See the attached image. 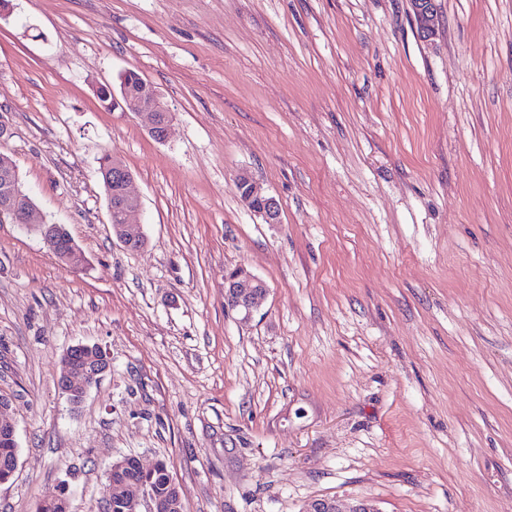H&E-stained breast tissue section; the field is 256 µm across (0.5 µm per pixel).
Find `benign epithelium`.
Listing matches in <instances>:
<instances>
[{"label":"benign epithelium","instance_id":"1","mask_svg":"<svg viewBox=\"0 0 512 512\" xmlns=\"http://www.w3.org/2000/svg\"><path fill=\"white\" fill-rule=\"evenodd\" d=\"M409 4L419 31L427 38L435 31L437 22L436 0H409ZM121 111L145 118L148 134L157 142L164 143L169 137L174 113L162 99L155 87L144 83L135 93H123V98H114ZM103 170L113 180L116 192L108 212L118 213L120 223L112 225L117 240L126 248L144 237L142 225L134 222L135 215L141 209L140 198L133 194L130 186L133 180L131 171L113 156H108ZM235 185L243 202L253 215L265 224L280 223V209L277 200L267 194L261 185L246 171L235 177ZM34 211V203L18 185L13 169L4 171L3 190L0 191V221L14 224H29ZM67 230L60 224L42 225L45 244L59 260L75 264L80 254L72 247H65ZM268 287L259 277L242 267L235 268L224 275V309L236 312L240 321H250L260 302L266 297ZM63 372L57 380L58 389L74 408L80 407L89 389L110 370V360L99 345L78 344L69 347L61 356ZM132 459L122 457L112 462L108 470V480L121 473ZM134 461L142 475L152 474L157 463L143 464L140 459ZM121 508L123 512H183L181 493L162 500L155 497L147 481H130L118 484ZM307 512H378L373 506L362 501L354 505H344L335 499H318L311 503Z\"/></svg>","mask_w":512,"mask_h":512}]
</instances>
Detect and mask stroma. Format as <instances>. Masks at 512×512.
Segmentation results:
<instances>
[{
    "label": "stroma",
    "mask_w": 512,
    "mask_h": 512,
    "mask_svg": "<svg viewBox=\"0 0 512 512\" xmlns=\"http://www.w3.org/2000/svg\"><path fill=\"white\" fill-rule=\"evenodd\" d=\"M437 8L425 39L408 0H11L0 153L35 221L0 223V512H102L123 456L167 461L184 512H512V0ZM129 69L173 109L166 142L100 103ZM106 153L134 176L137 252ZM237 267L269 288L247 323L224 308ZM77 344L111 369L74 409ZM103 170L108 173L111 182L116 186V192L108 208L109 223L117 240L129 248L133 242L144 237L142 225L133 221L141 209L140 198L133 194L130 186L133 180L131 171L115 157L108 155ZM112 212H117L121 224L112 225ZM134 251L144 248L145 240L138 241ZM235 185L240 198L253 215L265 224L280 223V209L277 200L267 194L261 185L246 171L239 172L235 177ZM67 230L60 224H43L42 234L45 244L51 249L53 254L59 260L67 264H76L80 259V254L72 248V243L68 247H63L61 242L68 239ZM0 435L5 437V439L14 442L15 445L17 444L16 426L14 422L4 421L1 425L0 419ZM2 436L0 437V480L7 475V470L10 469L12 460L16 455H18V448L14 444L5 440ZM307 512H378L367 502H359L354 505H344L336 499H318L311 503Z\"/></svg>",
    "instance_id": "35a3bbf8"
}]
</instances>
